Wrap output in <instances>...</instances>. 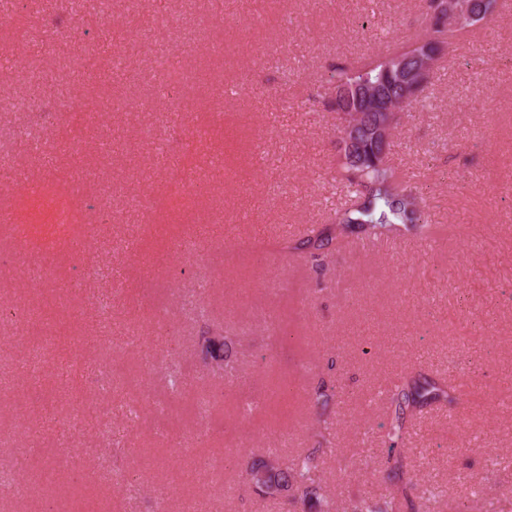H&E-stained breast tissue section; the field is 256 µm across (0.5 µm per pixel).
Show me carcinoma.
Returning <instances> with one entry per match:
<instances>
[{"instance_id":"1","label":"carcinoma","mask_w":512,"mask_h":512,"mask_svg":"<svg viewBox=\"0 0 512 512\" xmlns=\"http://www.w3.org/2000/svg\"><path fill=\"white\" fill-rule=\"evenodd\" d=\"M445 0H420L422 24L426 32L415 41L401 47L404 58L416 54L427 56L436 62L448 46L449 30L438 26L432 19L440 18ZM373 90L389 98L401 97L396 82L395 69L388 58H376L359 68L333 64L328 75L314 95L315 103L323 110L341 114L359 112L364 98L352 92V88ZM338 157V178L345 202L333 209L331 223L344 231H355L366 239L413 236L427 239L432 234L428 216L419 207L417 198L408 186L398 181L395 168L388 162L387 153L373 147L367 138L354 153ZM337 239L335 229L326 225L320 230L295 241L286 242L285 249L300 255L313 264L326 256ZM231 347L224 343L213 345L209 331L199 336V355L206 364L228 358ZM444 401L456 404L445 380L423 372H412L389 393L390 420L386 427L385 479L393 492L381 503L369 498L349 500L345 512H431L436 494L433 490L418 489L410 478L412 460L401 444L407 433L409 419L414 413ZM326 443L320 436L318 447L298 457L292 463H277L271 469L270 478L288 486L292 494L277 499L281 512H335L336 503L322 488L317 477L318 448Z\"/></svg>"}]
</instances>
